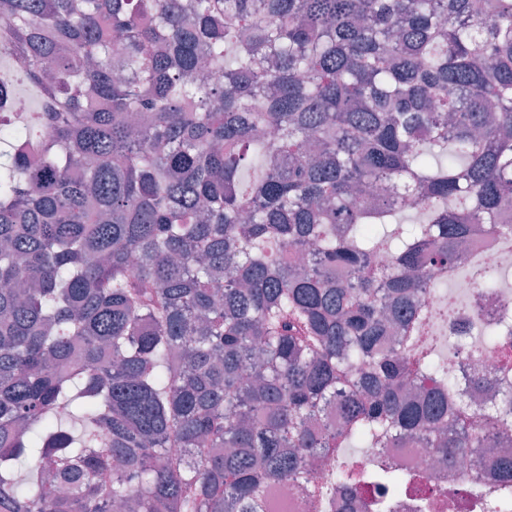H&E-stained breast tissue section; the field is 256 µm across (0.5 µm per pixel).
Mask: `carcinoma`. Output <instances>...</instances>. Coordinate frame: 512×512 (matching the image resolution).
Segmentation results:
<instances>
[{
    "instance_id": "obj_1",
    "label": "carcinoma",
    "mask_w": 512,
    "mask_h": 512,
    "mask_svg": "<svg viewBox=\"0 0 512 512\" xmlns=\"http://www.w3.org/2000/svg\"><path fill=\"white\" fill-rule=\"evenodd\" d=\"M0 14L40 101L0 70V512H265L299 478L320 505L345 448L509 436L512 381L472 402L420 341L464 313L427 286L503 279L471 225L512 249V0ZM469 251L472 256L482 264L500 266L503 261L504 253L494 239L476 232L469 242Z\"/></svg>"
}]
</instances>
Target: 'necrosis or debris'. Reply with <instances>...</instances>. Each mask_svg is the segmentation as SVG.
Here are the masks:
<instances>
[{
	"label": "necrosis or debris",
	"mask_w": 512,
	"mask_h": 512,
	"mask_svg": "<svg viewBox=\"0 0 512 512\" xmlns=\"http://www.w3.org/2000/svg\"><path fill=\"white\" fill-rule=\"evenodd\" d=\"M453 291L466 298L481 293L482 302L473 313L474 318L490 322L499 318L503 307L512 308V290L479 291L472 281L456 277L452 280ZM450 369H464L465 372H481L498 375L502 372L503 359L495 347L479 350L459 343L450 337L432 342ZM512 459V442L498 445L493 433H486L481 450L468 459L465 465L450 469L437 463L424 449L396 444L388 448H365L352 458L351 464L361 471H370L379 464L400 470L420 478L419 492H399L395 498L394 512H417L420 503H427L428 512H489L490 504L496 500L501 489L499 471L495 461L500 456Z\"/></svg>",
	"instance_id": "necrosis-or-debris-1"
}]
</instances>
